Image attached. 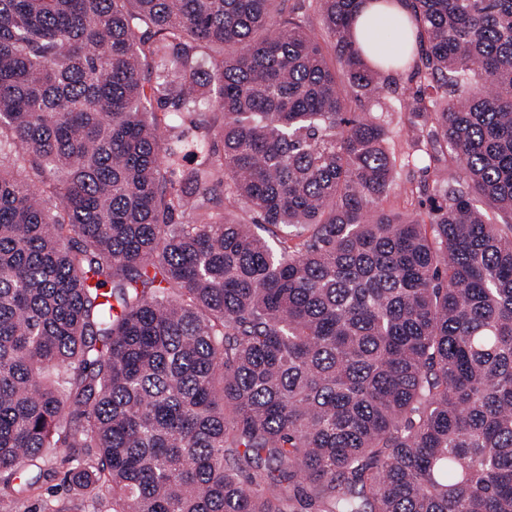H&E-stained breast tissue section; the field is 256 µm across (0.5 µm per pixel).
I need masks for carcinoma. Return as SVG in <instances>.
<instances>
[{"instance_id": "cac0c4a2", "label": "carcinoma", "mask_w": 512, "mask_h": 512, "mask_svg": "<svg viewBox=\"0 0 512 512\" xmlns=\"http://www.w3.org/2000/svg\"><path fill=\"white\" fill-rule=\"evenodd\" d=\"M360 2L0 0V512H512V0ZM407 16L406 10L397 0L385 6H379L375 3L368 5L357 21V29L360 34L361 45L365 52L375 59L379 58L376 51L367 45L362 38V32L365 28L369 27L368 35H370L372 31L386 25L393 26L397 29L399 38H402L403 31L398 21L407 22ZM83 457V455L79 457L73 455L69 448H58L50 456L48 464V467L55 472V477L31 495V498L26 503L28 510L30 512H48L46 508L56 512H99L100 510H105V503H101V500L93 498L94 496H89L83 500H73L64 494L60 487V489H54V491H58L57 493H51L50 490H46L51 485L61 483L64 474L75 468Z\"/></svg>"}]
</instances>
